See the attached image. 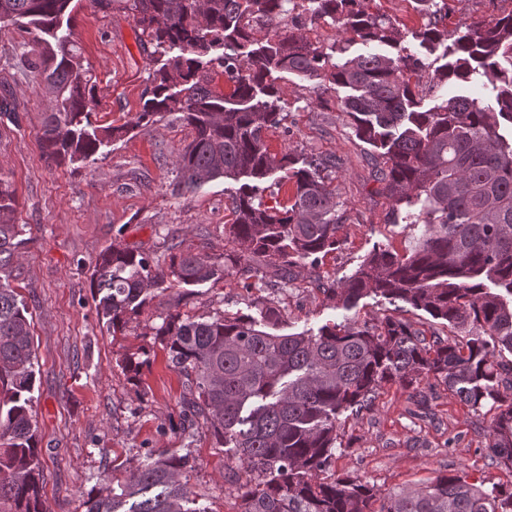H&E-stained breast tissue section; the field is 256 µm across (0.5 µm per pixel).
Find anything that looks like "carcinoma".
Returning <instances> with one entry per match:
<instances>
[{
    "instance_id": "cac0c4a2",
    "label": "carcinoma",
    "mask_w": 512,
    "mask_h": 512,
    "mask_svg": "<svg viewBox=\"0 0 512 512\" xmlns=\"http://www.w3.org/2000/svg\"><path fill=\"white\" fill-rule=\"evenodd\" d=\"M102 12L132 17L141 41L165 57L149 73L142 110L121 125L91 120L95 87L70 25L78 0H0V27L35 33L33 69L53 103L42 136L51 164L87 163L99 149L172 116L192 128L176 156L174 191L191 193L219 179L239 183L230 233L241 246L224 261L190 250L167 265L114 244L94 263L89 285L112 332L123 330L165 281L177 285L258 277L316 264L336 250L346 210L331 188L334 155L301 159L269 152L265 134L285 120L276 73L316 78L346 90L339 111L355 138L372 147L377 181L422 226L405 256L375 249L328 292L346 308L370 294L404 302L464 333L426 334L401 320L322 326L317 333L276 334L273 306L259 317L195 318L168 313L155 327L171 368L186 376L183 421L199 423L220 447L237 448L242 512H512V489L472 480L460 470L414 488L380 492L358 477L323 478L338 442L339 417L370 408L385 385L442 384L476 411L492 413L491 464L512 469V12L448 29L437 0H415L428 22L407 33L367 0H91ZM331 21L350 35L327 48L302 33L300 18ZM447 45L435 68L414 54L336 52L359 40L397 47ZM224 76L228 91L215 77ZM492 85L496 107L447 94L425 108L418 87ZM285 172L286 201H265L267 179ZM12 183L0 176V512H43L44 462L32 392L36 378L29 309L18 299L23 225L15 222ZM148 360L121 368L139 380ZM181 457L158 455L113 486L109 476L83 501L85 512H191Z\"/></svg>"
}]
</instances>
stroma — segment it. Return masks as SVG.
<instances>
[{
	"mask_svg": "<svg viewBox=\"0 0 512 512\" xmlns=\"http://www.w3.org/2000/svg\"><path fill=\"white\" fill-rule=\"evenodd\" d=\"M444 8L448 26L455 28L512 12V0H445ZM71 31L96 81L94 121L118 125L134 117L157 62L145 51L132 17L116 10L106 14L81 0ZM31 39L13 27L0 30V98H7L12 110L11 116L0 117V175L15 189V218L29 238L17 291L31 313L37 356L33 396L45 460L46 512H83L84 496L100 475L123 478L148 455L159 453L188 459L184 478L207 512H239L235 450L215 447L202 426L184 432L186 379L169 366L155 327L175 309L193 317H255L262 305L271 304L281 313L280 331L289 334L394 316L448 336V326L403 302L372 294L346 308L324 292L325 286L352 275L374 249L405 253L420 232L393 222L392 202L373 178L369 147L355 138L337 110L344 89L288 75L279 81L287 117L267 132L266 142L274 153L337 157L333 178L348 220L336 251L318 264L293 268L286 287L269 274L251 289L233 277L155 286L128 329L111 333L89 289L99 252L120 243L161 266L175 248L223 259L236 247L228 233L236 184L217 180L188 197L175 196L173 162L192 132L169 118L102 147L88 165H48L41 137L52 104L39 93V77L15 52L20 42ZM144 352L151 364L138 383H131L120 363ZM420 389L428 395L424 415L411 390L397 384L384 386L371 410L343 414V446L335 451L331 472L385 490L462 468L473 478L511 488L512 470L492 465L488 457V416L444 386L424 383Z\"/></svg>",
	"mask_w": 512,
	"mask_h": 512,
	"instance_id": "1",
	"label": "stroma"
}]
</instances>
